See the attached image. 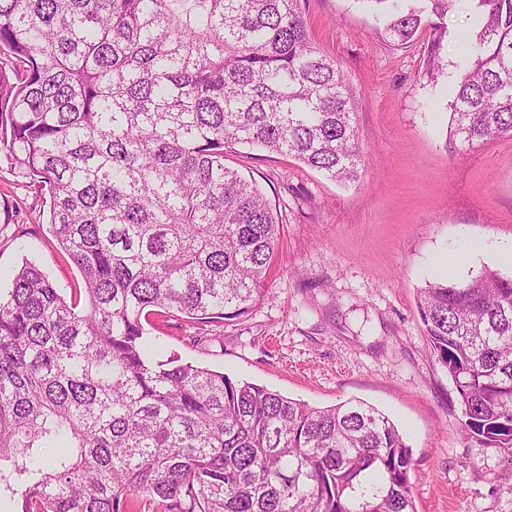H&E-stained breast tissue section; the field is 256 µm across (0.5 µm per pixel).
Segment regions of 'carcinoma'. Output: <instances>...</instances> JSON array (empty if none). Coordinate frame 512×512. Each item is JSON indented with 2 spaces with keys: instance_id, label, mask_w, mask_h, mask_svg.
<instances>
[{
  "instance_id": "obj_1",
  "label": "carcinoma",
  "mask_w": 512,
  "mask_h": 512,
  "mask_svg": "<svg viewBox=\"0 0 512 512\" xmlns=\"http://www.w3.org/2000/svg\"><path fill=\"white\" fill-rule=\"evenodd\" d=\"M389 38L459 0H365ZM477 17L450 103L462 144L512 137V0ZM356 105L299 0H0V160L49 198L84 299L25 263L0 294V495L17 512H417L412 448L373 406L315 408L156 361L150 316L240 322L279 222L233 145L360 176ZM468 435L512 451V278L420 290Z\"/></svg>"
}]
</instances>
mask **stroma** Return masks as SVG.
Masks as SVG:
<instances>
[{"instance_id": "35a3bbf8", "label": "stroma", "mask_w": 512, "mask_h": 512, "mask_svg": "<svg viewBox=\"0 0 512 512\" xmlns=\"http://www.w3.org/2000/svg\"><path fill=\"white\" fill-rule=\"evenodd\" d=\"M311 42L335 59L357 103L361 176L341 183L298 160L238 146L226 166L255 180L278 213L279 259L265 300L244 321L161 323L157 356L175 355L316 407L357 399L397 425L413 450L418 512H512V453L464 431L453 381L428 342L417 294L466 283L512 246V137L461 151L448 105L475 30L467 4L447 20L441 68L426 73L431 29L395 45L361 0H300ZM0 289L31 263L67 297L79 270L7 165L0 202Z\"/></svg>"}]
</instances>
